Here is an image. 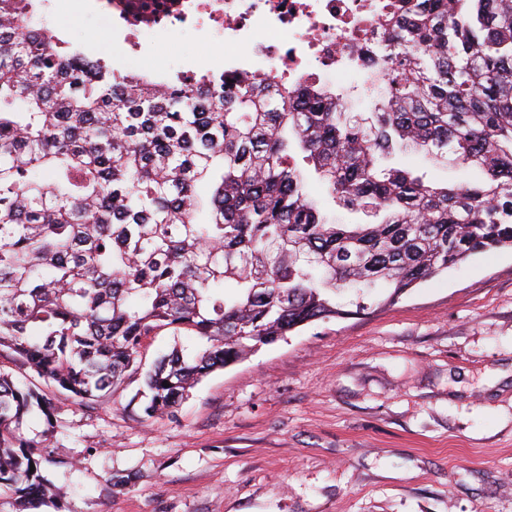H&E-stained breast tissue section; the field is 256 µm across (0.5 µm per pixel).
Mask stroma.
I'll list each match as a JSON object with an SVG mask.
<instances>
[{
  "label": "stroma",
  "mask_w": 512,
  "mask_h": 512,
  "mask_svg": "<svg viewBox=\"0 0 512 512\" xmlns=\"http://www.w3.org/2000/svg\"><path fill=\"white\" fill-rule=\"evenodd\" d=\"M37 26L136 66L99 16L39 11ZM145 60L171 72L210 54L193 30ZM435 185L476 167L408 151ZM319 320L213 371L175 417L139 420L140 380L92 408H57L43 475L53 512H512V248L474 255L391 304Z\"/></svg>",
  "instance_id": "obj_1"
}]
</instances>
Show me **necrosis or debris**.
<instances>
[{"label":"necrosis or debris","mask_w":512,"mask_h":512,"mask_svg":"<svg viewBox=\"0 0 512 512\" xmlns=\"http://www.w3.org/2000/svg\"><path fill=\"white\" fill-rule=\"evenodd\" d=\"M135 54L146 39L195 30L206 44L231 47L225 70L272 74L278 85L316 81L347 100L350 87L370 90L376 65L366 40L396 0H89Z\"/></svg>","instance_id":"4bbe7bcc"}]
</instances>
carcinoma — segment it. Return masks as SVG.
Instances as JSON below:
<instances>
[{
  "instance_id": "obj_1",
  "label": "carcinoma",
  "mask_w": 512,
  "mask_h": 512,
  "mask_svg": "<svg viewBox=\"0 0 512 512\" xmlns=\"http://www.w3.org/2000/svg\"><path fill=\"white\" fill-rule=\"evenodd\" d=\"M37 0H0V500L54 505L41 448L57 409L126 380L144 421L172 416L213 371L315 320L385 301L469 256L512 247V3L405 0L374 39L379 96L359 120L311 85L205 74L162 88L35 29ZM421 146L474 165L435 187L388 164ZM371 218L338 224L291 163ZM194 336L144 368L145 341ZM168 386H163V383ZM39 413L44 428L24 432Z\"/></svg>"
}]
</instances>
